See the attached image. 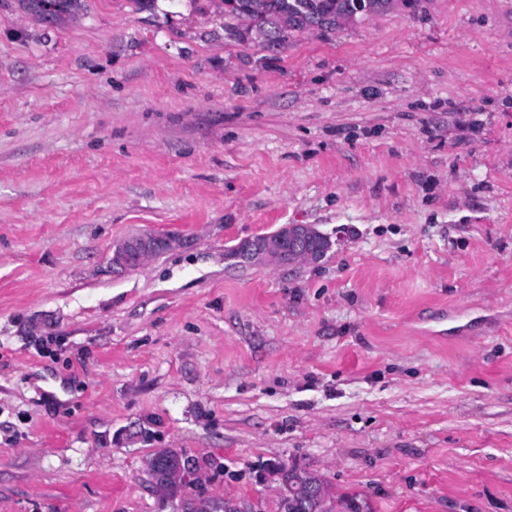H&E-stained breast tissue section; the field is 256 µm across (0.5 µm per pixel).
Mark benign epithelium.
Masks as SVG:
<instances>
[{
    "mask_svg": "<svg viewBox=\"0 0 512 512\" xmlns=\"http://www.w3.org/2000/svg\"><path fill=\"white\" fill-rule=\"evenodd\" d=\"M178 245L180 242L175 239H159L151 234L133 235L113 251L112 267L120 270L140 269L158 253ZM331 247V238L311 224H283L270 234L239 241L228 253L230 259L242 265L264 262L292 266L317 263ZM172 456L173 449H163L149 461V472L163 471L162 476L153 480V487L166 500L172 498L173 487L185 491L200 484L202 477L200 464L183 459L174 463ZM327 498L328 492L323 485L301 491L286 481L280 502L285 506L299 504L311 509V512H327Z\"/></svg>",
    "mask_w": 512,
    "mask_h": 512,
    "instance_id": "7a95c632",
    "label": "benign epithelium"
}]
</instances>
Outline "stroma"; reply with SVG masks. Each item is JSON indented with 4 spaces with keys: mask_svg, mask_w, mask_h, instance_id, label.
<instances>
[{
    "mask_svg": "<svg viewBox=\"0 0 512 512\" xmlns=\"http://www.w3.org/2000/svg\"><path fill=\"white\" fill-rule=\"evenodd\" d=\"M0 0V512H512V0L279 53L221 0ZM312 224L317 263L231 265ZM182 239L112 269L134 234ZM174 449L168 448L157 452L149 461V472L157 473L162 470L161 477L152 478L153 487L164 499H174L171 490L173 487L180 488L183 492L200 484L202 467L199 463L186 461L179 458L175 464L170 458ZM288 481H296L303 491H299L298 486H294L293 482ZM317 483L320 484L321 481L315 476L301 475L294 470L288 469V479H284V492H282L280 497L281 504L288 507V504L296 506L300 503L303 508H312L311 511L302 512H327L328 492L323 484L304 490L309 485Z\"/></svg>",
    "mask_w": 512,
    "mask_h": 512,
    "instance_id": "obj_1",
    "label": "stroma"
}]
</instances>
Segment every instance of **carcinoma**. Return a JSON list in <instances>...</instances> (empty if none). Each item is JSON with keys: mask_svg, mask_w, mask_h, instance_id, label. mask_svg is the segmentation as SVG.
<instances>
[{"mask_svg": "<svg viewBox=\"0 0 512 512\" xmlns=\"http://www.w3.org/2000/svg\"><path fill=\"white\" fill-rule=\"evenodd\" d=\"M355 0H224V16L235 20L251 19L243 26L227 24L225 32L238 39L251 38L263 46L275 42V52L288 47L291 37L312 31L336 30L350 22L356 12Z\"/></svg>", "mask_w": 512, "mask_h": 512, "instance_id": "carcinoma-1", "label": "carcinoma"}]
</instances>
